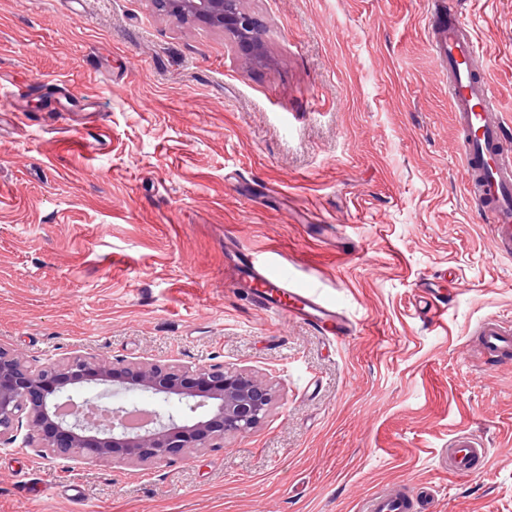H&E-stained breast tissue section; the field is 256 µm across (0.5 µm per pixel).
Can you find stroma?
Instances as JSON below:
<instances>
[{
  "instance_id": "obj_1",
  "label": "stroma",
  "mask_w": 512,
  "mask_h": 512,
  "mask_svg": "<svg viewBox=\"0 0 512 512\" xmlns=\"http://www.w3.org/2000/svg\"><path fill=\"white\" fill-rule=\"evenodd\" d=\"M242 6L263 64L152 0H0V345L36 367L221 362L275 390L259 427L170 463L0 447V512H358L408 485L438 512H512V367L474 336L512 319V258L464 185L431 0ZM461 20L512 125V0H464ZM238 248L318 285L356 334L254 307ZM463 430L488 462L458 478Z\"/></svg>"
}]
</instances>
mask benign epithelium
<instances>
[{"mask_svg":"<svg viewBox=\"0 0 512 512\" xmlns=\"http://www.w3.org/2000/svg\"><path fill=\"white\" fill-rule=\"evenodd\" d=\"M156 7L185 21L224 32L251 64L267 58L257 19L242 0H154ZM109 384L175 399L183 411L153 412L138 430L124 421L126 407L112 408V421L87 422L80 410L63 413L59 400L70 389ZM272 388L242 369L222 363L186 370L173 364L130 362L101 354H77L61 364L30 366L15 349L0 346V446L69 459L77 451L113 464H149L182 459L197 448H222L230 434L246 433L267 417Z\"/></svg>","mask_w":512,"mask_h":512,"instance_id":"7a95c632","label":"benign epithelium"}]
</instances>
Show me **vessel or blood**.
I'll return each mask as SVG.
<instances>
[{
  "label": "vessel or blood",
  "mask_w": 512,
  "mask_h": 512,
  "mask_svg": "<svg viewBox=\"0 0 512 512\" xmlns=\"http://www.w3.org/2000/svg\"><path fill=\"white\" fill-rule=\"evenodd\" d=\"M434 22L430 45L448 82L467 189L475 206L490 219L498 252L512 257V128L494 105L495 90L482 67V47L475 34L458 18V0H433ZM233 273L253 304L266 312L302 320L334 340L353 335L355 328L338 307L311 286H300L279 265L235 253ZM477 352L486 358L512 361V324L495 317L476 329ZM487 450L475 436L462 432L449 444L448 471L473 475L484 463ZM427 490H386L364 498L360 512H419L432 501Z\"/></svg>",
  "instance_id": "obj_1"
}]
</instances>
